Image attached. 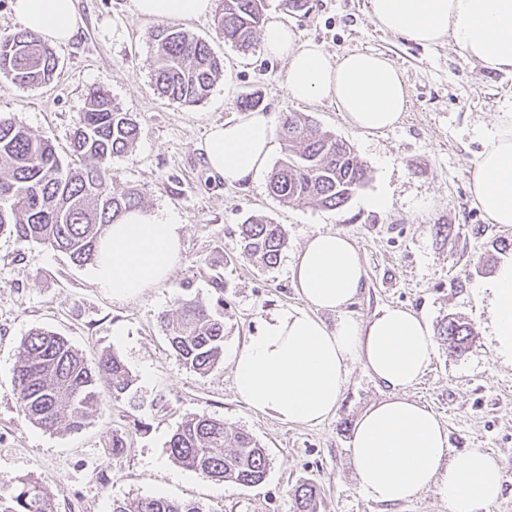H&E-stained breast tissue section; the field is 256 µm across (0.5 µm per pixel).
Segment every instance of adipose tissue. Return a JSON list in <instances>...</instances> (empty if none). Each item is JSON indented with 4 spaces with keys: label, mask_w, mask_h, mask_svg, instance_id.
I'll list each match as a JSON object with an SVG mask.
<instances>
[{
    "label": "adipose tissue",
    "mask_w": 512,
    "mask_h": 512,
    "mask_svg": "<svg viewBox=\"0 0 512 512\" xmlns=\"http://www.w3.org/2000/svg\"><path fill=\"white\" fill-rule=\"evenodd\" d=\"M134 12L155 20L212 13L215 0H131ZM384 31L422 44L450 40L482 68L512 71V0H370ZM23 27L52 43L69 41L82 27L75 0H12ZM263 50L288 63L286 89L301 101L336 104L354 129L378 133L395 126L409 106L396 66L383 54L330 55L315 41L299 43L295 30L269 20ZM275 126L254 111L210 124L204 153L212 174L234 184L253 179L273 148ZM470 179L475 207L488 223L512 226V101L491 128ZM181 227L143 209L125 213L100 239L95 283L126 300L168 279L181 259ZM305 308H284L265 320L233 358L236 389L254 410L285 423L322 422L336 411L347 367L361 361L390 395L366 409L351 439L360 489L372 500L400 503L437 485L451 512H480L494 502L502 474L491 455L471 450L448 456V432L408 392L424 376L434 350L431 328L413 311L387 308L368 322L343 314L364 286L363 259L354 241L332 230L312 232L290 264ZM476 301H487L497 355L512 363V259L478 281ZM339 313L335 326L320 319Z\"/></svg>",
    "instance_id": "adipose-tissue-1"
}]
</instances>
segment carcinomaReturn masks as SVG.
Returning a JSON list of instances; mask_svg holds the SVG:
<instances>
[{
    "label": "carcinoma",
    "instance_id": "1",
    "mask_svg": "<svg viewBox=\"0 0 512 512\" xmlns=\"http://www.w3.org/2000/svg\"><path fill=\"white\" fill-rule=\"evenodd\" d=\"M263 0H222L215 18L225 42L249 49L263 20ZM155 48L152 79L160 95L185 104L204 101L224 73V59L209 43L171 24L149 33ZM58 58L37 34L22 29L0 36V75L25 87L53 80ZM279 133L288 153L272 169L270 193L286 204L300 202L338 210L368 181L367 166L353 147L324 131L300 112L283 115ZM140 127L107 91L89 92L87 106L71 136V147L83 164L63 163L51 140L32 134L11 117L0 116V234L66 253L79 266L94 260L99 239L109 224L142 206L141 192L121 185L112 173L115 156L133 150ZM287 244L286 231L264 215L239 225L242 257L271 268ZM177 315H161L172 352L182 363L204 374L224 357V323L202 303L178 296ZM436 334L452 357L461 358L472 343L470 324L444 317ZM112 399L133 407L144 399L114 353L90 365L64 337L33 329L24 339L13 387L20 412L46 431H79L90 424L102 403L100 384ZM182 466L213 480L252 486L267 475L270 460L253 435L230 432L224 421L196 414L182 423L168 444ZM294 512H318L319 489L301 482L293 490ZM0 512H55L38 482L21 479L0 486ZM112 512H201L193 504L154 496L115 501Z\"/></svg>",
    "mask_w": 512,
    "mask_h": 512
}]
</instances>
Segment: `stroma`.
Returning a JSON list of instances; mask_svg holds the SVG:
<instances>
[{
  "label": "stroma",
  "instance_id": "stroma-1",
  "mask_svg": "<svg viewBox=\"0 0 512 512\" xmlns=\"http://www.w3.org/2000/svg\"><path fill=\"white\" fill-rule=\"evenodd\" d=\"M265 0L266 18L278 19L329 54L354 49L384 54L399 68L410 105L392 129L366 134L351 128L336 104L292 99L287 64L261 45L241 52L220 39L213 16L182 21L224 59V74L209 97L186 105L162 98L151 81L152 19L135 14L131 0H76L83 27L55 45L59 67L46 86L23 87L0 76V116L51 139L65 163L78 165L70 137L89 91H109L141 129L131 153L113 158L118 180L139 188L144 207L170 213L182 226L183 252L162 284L118 301L92 280L91 265L65 253L0 234V482L33 477L56 512H112L113 501L166 496L203 512H294L292 490L303 481L320 490L319 512H450L437 487L418 498L385 504L359 488L350 441L360 415L386 399L360 362H352L334 415L321 424H287L251 409L236 391L233 354L281 308H299L288 271L293 254L316 230L351 237L364 260L365 286L346 316L365 322L388 307L409 308L436 325L446 315L465 317L474 341L463 358L435 345L425 375L409 391L433 410L448 431V453L474 448L497 460L503 491L484 512H512V364L495 354L487 313L471 287L512 258V227L489 224L472 204L469 176L482 148L481 127L491 126L512 99V72L481 68L454 44L425 47L380 30L369 0ZM259 98L260 111L280 118L302 112L351 143L370 170L368 183L340 210L284 205L267 189L268 171L229 185L213 177L203 141L208 126L238 118L242 95ZM386 194L381 210L365 198ZM254 214L284 225L288 245L275 267L262 269L239 254L237 226ZM448 227L447 238L431 233ZM226 288L216 296L213 277ZM208 306L224 322V359L199 374L171 351L162 314L177 296ZM36 328L66 338L89 363L118 355L146 401L133 409L105 399L79 432H49L19 411L13 391L21 345ZM222 419L252 434L271 460L265 480L243 487L212 480L175 463L168 442L196 414ZM128 445L112 454L113 435Z\"/></svg>",
  "mask_w": 512,
  "mask_h": 512
}]
</instances>
